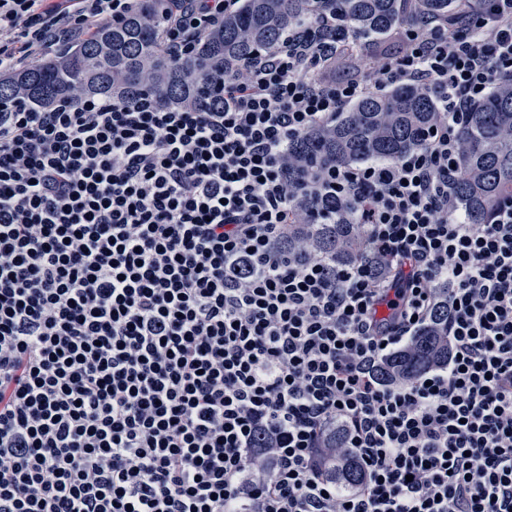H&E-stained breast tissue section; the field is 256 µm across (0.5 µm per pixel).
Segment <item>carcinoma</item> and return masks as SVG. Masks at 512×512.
<instances>
[{"label": "carcinoma", "instance_id": "1", "mask_svg": "<svg viewBox=\"0 0 512 512\" xmlns=\"http://www.w3.org/2000/svg\"><path fill=\"white\" fill-rule=\"evenodd\" d=\"M453 2L237 0L222 25L203 37L193 52L174 58L162 43L166 0H136L121 21L98 28L64 55L38 61L12 79L1 78L0 106L21 95L33 104L47 105L65 93L126 98L142 91L164 104L201 106L223 96L224 82L244 62L275 48L292 30L313 26L325 12L336 16L357 47L342 64V69L351 70L358 58H381L399 47V30L414 11L444 16ZM436 116V103L427 89L404 85L361 99L335 122L303 136L288 156L290 173L307 175L292 194L299 233L328 252L338 266L356 261L353 206L342 198L322 197L310 185L333 165L369 158L395 160L422 147ZM459 163L463 177L454 194L472 223L485 224L497 204L512 199V81L498 85L466 114ZM447 319L448 298L442 293L412 351L383 369L412 377L447 358V349L437 343Z\"/></svg>", "mask_w": 512, "mask_h": 512}]
</instances>
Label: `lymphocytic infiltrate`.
Instances as JSON below:
<instances>
[{"mask_svg": "<svg viewBox=\"0 0 512 512\" xmlns=\"http://www.w3.org/2000/svg\"><path fill=\"white\" fill-rule=\"evenodd\" d=\"M133 2L0 0V78ZM171 2L180 57L230 0ZM462 8L413 16L372 82L332 77L325 14L205 108L0 110V512H512V200L475 224L453 193L466 113L512 80V0ZM403 81L438 121L398 160L325 171L361 245L335 267L289 233L285 160ZM443 289L447 361L382 376Z\"/></svg>", "mask_w": 512, "mask_h": 512, "instance_id": "1", "label": "lymphocytic infiltrate"}]
</instances>
